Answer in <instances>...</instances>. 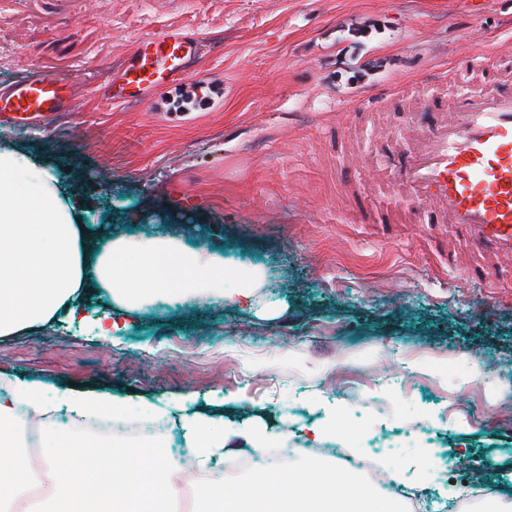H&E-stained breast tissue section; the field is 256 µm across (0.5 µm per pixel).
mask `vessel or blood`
<instances>
[{
	"mask_svg": "<svg viewBox=\"0 0 512 512\" xmlns=\"http://www.w3.org/2000/svg\"><path fill=\"white\" fill-rule=\"evenodd\" d=\"M201 49L189 28L141 38L113 76L119 93H105V101L133 105L168 92L194 75ZM511 68L508 56L483 70L486 94L433 102L405 150L382 151L397 172L399 202L423 223L461 234L481 257L468 269L481 281L512 279V84L500 79ZM75 101L67 78L33 71L0 85V124L48 127Z\"/></svg>",
	"mask_w": 512,
	"mask_h": 512,
	"instance_id": "b4317fda",
	"label": "vessel or blood"
}]
</instances>
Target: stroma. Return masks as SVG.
Instances as JSON below:
<instances>
[{
  "instance_id": "stroma-1",
  "label": "stroma",
  "mask_w": 512,
  "mask_h": 512,
  "mask_svg": "<svg viewBox=\"0 0 512 512\" xmlns=\"http://www.w3.org/2000/svg\"><path fill=\"white\" fill-rule=\"evenodd\" d=\"M466 2L0 0V83L36 65L79 91L51 128L0 127V146L55 167L82 223L264 273L244 304L134 312L118 348L59 325L1 339L0 367L125 396L242 392L275 431L294 404L330 401L347 448L396 444L406 488L428 483L410 466L421 449L452 458L425 512L512 499V282L466 276L459 240L408 211L358 212L394 189L380 147L402 151L425 101L478 94V71L512 51V0L477 16ZM172 27L199 34L204 87L105 105L136 41Z\"/></svg>"
}]
</instances>
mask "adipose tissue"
<instances>
[{
    "label": "adipose tissue",
    "instance_id": "obj_1",
    "mask_svg": "<svg viewBox=\"0 0 512 512\" xmlns=\"http://www.w3.org/2000/svg\"><path fill=\"white\" fill-rule=\"evenodd\" d=\"M261 271L241 281L224 274V257L177 236L91 233L77 220L56 170L0 148V337L55 322L77 323L79 297L107 292L115 307L158 300L251 299ZM192 395L117 398L100 389L0 371V512H177L186 465L210 472L228 448L263 452L271 440L257 420L230 424V393L197 407ZM176 418L180 434L142 445L102 443L69 431L67 419ZM36 426L41 472H33L25 430ZM192 512H388L359 472L326 456L289 472L269 470L247 483L213 479L193 496Z\"/></svg>",
    "mask_w": 512,
    "mask_h": 512
}]
</instances>
